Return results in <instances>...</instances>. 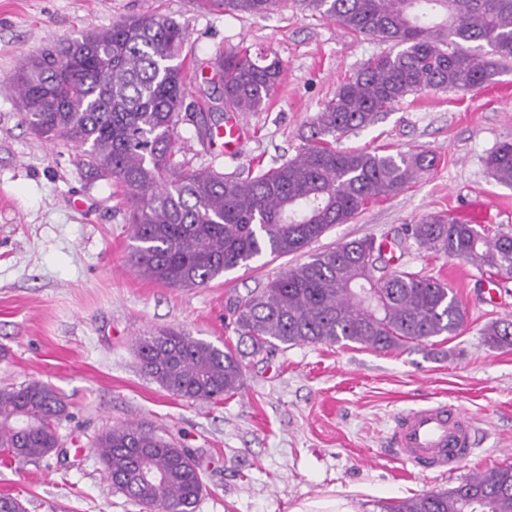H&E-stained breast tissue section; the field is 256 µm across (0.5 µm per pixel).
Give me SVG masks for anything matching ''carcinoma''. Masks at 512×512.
I'll use <instances>...</instances> for the list:
<instances>
[{
    "instance_id": "carcinoma-1",
    "label": "carcinoma",
    "mask_w": 512,
    "mask_h": 512,
    "mask_svg": "<svg viewBox=\"0 0 512 512\" xmlns=\"http://www.w3.org/2000/svg\"><path fill=\"white\" fill-rule=\"evenodd\" d=\"M224 11L263 15L284 0H215ZM356 36L393 44L370 58L310 123V144L293 159L254 176L185 172L179 124L187 95L180 55L188 28L131 15L110 29L44 47L22 59L11 80L23 121L37 135L81 150L80 167L124 188L132 224L129 262L169 287H204L219 274L263 255L302 251L337 224L399 192L435 164L426 151L341 150L337 136L373 123L405 97L429 90L468 92L512 62V0H309ZM487 50L490 59L481 58ZM224 106L262 108L282 75L278 58L226 53L215 61ZM490 175L512 187V142L484 158ZM418 249L459 258L512 278V233L490 237L476 224L434 215L410 224ZM240 339L259 353L280 343H356L393 351L436 336H456L466 311L448 285L398 270L372 237L341 242L227 303ZM491 347L512 349V320L483 331ZM144 373L167 392L193 401L232 396L243 384L242 352L182 330L136 341ZM70 417L42 381L0 388V451L19 462L59 447ZM94 448L114 492L141 512H195L201 461L153 428L113 427ZM379 512H512V466L491 468L442 491L376 504Z\"/></svg>"
}]
</instances>
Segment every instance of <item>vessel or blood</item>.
Segmentation results:
<instances>
[{
    "label": "vessel or blood",
    "mask_w": 512,
    "mask_h": 512,
    "mask_svg": "<svg viewBox=\"0 0 512 512\" xmlns=\"http://www.w3.org/2000/svg\"><path fill=\"white\" fill-rule=\"evenodd\" d=\"M242 138L238 118H230L213 143L233 154ZM390 444L397 457L418 471L452 473L473 456L475 428L471 417L452 404L417 405L394 422Z\"/></svg>",
    "instance_id": "obj_1"
}]
</instances>
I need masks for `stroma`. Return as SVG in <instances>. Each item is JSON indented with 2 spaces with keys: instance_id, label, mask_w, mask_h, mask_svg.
Here are the masks:
<instances>
[{
  "instance_id": "35a3bbf8",
  "label": "stroma",
  "mask_w": 512,
  "mask_h": 512,
  "mask_svg": "<svg viewBox=\"0 0 512 512\" xmlns=\"http://www.w3.org/2000/svg\"><path fill=\"white\" fill-rule=\"evenodd\" d=\"M131 14L187 26L186 102L202 107L211 125L224 111L219 55L246 49L283 64L268 104L239 113L244 135L235 154L213 149L191 123L180 125L178 160L187 172L257 173L294 158L340 83L389 49L305 0H286L261 17L197 0H0V388L47 382L71 413L58 427L55 454L27 463L0 456V494L17 496L27 512H140L114 492L93 447L98 434L129 422L157 429L201 460L206 489L196 512H290L300 500L327 495L373 512L378 502L512 465V350L490 348L481 335L488 323L512 317V281L486 299L490 271L459 259L412 248L397 261L454 290L467 311L458 336L389 352L358 344L271 347L244 357L238 393L206 401L163 390L134 353L139 336L166 329L237 346L225 317L229 300L344 241L397 238L426 216L457 218L475 205L488 211L490 232H512V188L483 162L512 141V68L472 92L409 95L337 141L340 149L434 153L435 168L417 183L370 203L306 252L263 257L204 288H173L130 265L122 187L88 179L71 143L34 134L9 80L20 59L45 45ZM429 401L456 405L475 422V454L451 474L418 472L389 450L397 416Z\"/></svg>"
}]
</instances>
